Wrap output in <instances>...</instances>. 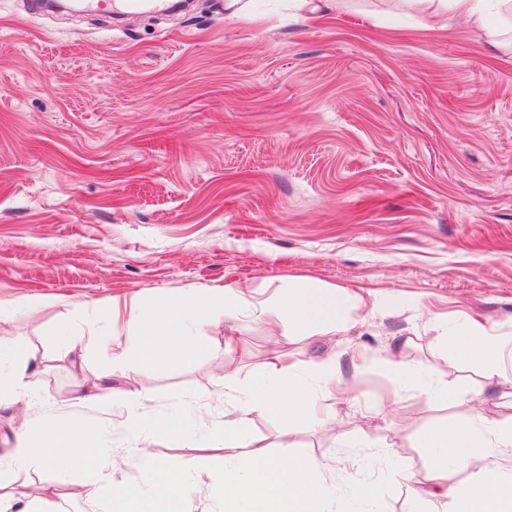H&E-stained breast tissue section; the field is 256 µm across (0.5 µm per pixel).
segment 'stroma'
Returning <instances> with one entry per match:
<instances>
[{"mask_svg":"<svg viewBox=\"0 0 512 512\" xmlns=\"http://www.w3.org/2000/svg\"><path fill=\"white\" fill-rule=\"evenodd\" d=\"M28 2L0 0V339L28 337L43 370L24 401L0 403V454L22 419L76 411L122 459L134 439L120 417L73 405L110 365L97 351L74 365L57 327L125 337L97 305L229 285L243 292L235 347L213 326L194 362L138 364L146 411L181 403L195 419L190 447L143 446L218 497L224 454L207 444L222 439L225 363L255 383L270 351L333 355L352 402L310 406L285 455L325 462L339 493L342 460L358 457L381 512H427L418 434L512 414V383H486L443 341L473 321L512 336V23L433 26L404 0H343L322 18L283 0L238 17L192 0L122 20ZM296 284L352 294L350 328L293 335L274 298ZM395 354L453 402L395 375ZM394 393L406 410L375 416ZM18 478L67 494V512H104L78 475Z\"/></svg>","mask_w":512,"mask_h":512,"instance_id":"35a3bbf8","label":"stroma"}]
</instances>
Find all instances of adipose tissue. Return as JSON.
I'll return each instance as SVG.
<instances>
[{
  "label": "adipose tissue",
  "mask_w": 512,
  "mask_h": 512,
  "mask_svg": "<svg viewBox=\"0 0 512 512\" xmlns=\"http://www.w3.org/2000/svg\"><path fill=\"white\" fill-rule=\"evenodd\" d=\"M408 2L435 17L454 13L481 30L512 5V0ZM241 298L240 291L229 287L174 293L148 303L134 295L113 297L106 316L113 323L127 320L133 340L112 341L111 372L98 376L78 396V403L109 402L111 410L125 412L133 435L148 431L183 443L187 431L182 412L143 423L144 393L128 389L122 397H114L112 379L130 376L132 349L162 367L185 365L210 352L214 339L203 334V327ZM278 304L294 334L310 336L342 324L351 299L338 288L301 287L279 295ZM445 344L453 357L479 366L485 381H512V346L484 343L471 325L450 332ZM32 357L25 337L0 341V361L14 366L12 372L0 373V397L26 396ZM241 374V367L225 368L220 385L232 412L224 422V492L215 500L202 499L196 481L177 462L137 448L129 450L124 464L148 472V485L118 479L111 449L101 447L95 438L97 423L46 413L24 420L18 445L0 455V512H60L56 494L32 491L30 483L18 481L17 471L33 464L82 474L91 496L106 497L108 512H351L355 498L374 506L377 494L372 481L353 478L350 495H336L321 460L274 456L262 439L249 433L254 416L275 417L288 429L315 402L335 399L342 384L335 357L316 358L301 366L288 362L283 354L269 355L262 370L265 385L257 389L243 383ZM419 442L433 451L423 490L433 504L432 512H512V472L502 465L512 458V415L431 427L421 432Z\"/></svg>",
  "instance_id": "obj_1"
}]
</instances>
